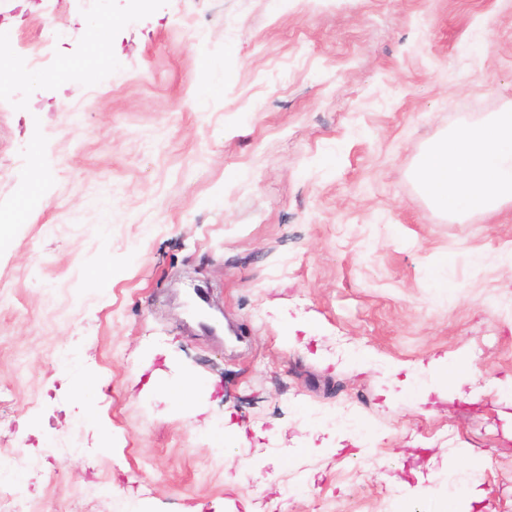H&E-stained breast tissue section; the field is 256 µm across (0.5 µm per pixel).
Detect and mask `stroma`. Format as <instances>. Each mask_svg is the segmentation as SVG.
I'll return each mask as SVG.
<instances>
[{
  "label": "stroma",
  "mask_w": 512,
  "mask_h": 512,
  "mask_svg": "<svg viewBox=\"0 0 512 512\" xmlns=\"http://www.w3.org/2000/svg\"><path fill=\"white\" fill-rule=\"evenodd\" d=\"M0 34L53 41L0 76V455L51 479L0 483L33 512H512V205L461 219L415 178L512 109V0H0Z\"/></svg>",
  "instance_id": "obj_1"
}]
</instances>
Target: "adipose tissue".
<instances>
[{"label":"adipose tissue","instance_id":"adipose-tissue-1","mask_svg":"<svg viewBox=\"0 0 512 512\" xmlns=\"http://www.w3.org/2000/svg\"><path fill=\"white\" fill-rule=\"evenodd\" d=\"M418 180L432 203L463 216L512 201V113L455 131L423 158Z\"/></svg>","mask_w":512,"mask_h":512}]
</instances>
